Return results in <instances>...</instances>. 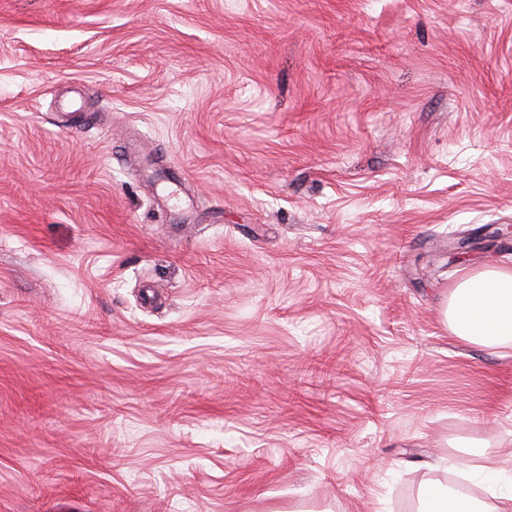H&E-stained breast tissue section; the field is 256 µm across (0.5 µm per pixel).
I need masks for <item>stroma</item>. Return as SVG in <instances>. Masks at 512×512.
<instances>
[{
	"instance_id": "35a3bbf8",
	"label": "stroma",
	"mask_w": 512,
	"mask_h": 512,
	"mask_svg": "<svg viewBox=\"0 0 512 512\" xmlns=\"http://www.w3.org/2000/svg\"><path fill=\"white\" fill-rule=\"evenodd\" d=\"M502 224L512 0H0V512L511 475L512 344L446 314Z\"/></svg>"
}]
</instances>
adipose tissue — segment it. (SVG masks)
Masks as SVG:
<instances>
[{
  "label": "adipose tissue",
  "instance_id": "obj_1",
  "mask_svg": "<svg viewBox=\"0 0 512 512\" xmlns=\"http://www.w3.org/2000/svg\"><path fill=\"white\" fill-rule=\"evenodd\" d=\"M447 317L454 336L486 348L512 342V268H485L465 274L450 289ZM418 512H490L485 502L425 485Z\"/></svg>",
  "mask_w": 512,
  "mask_h": 512
}]
</instances>
